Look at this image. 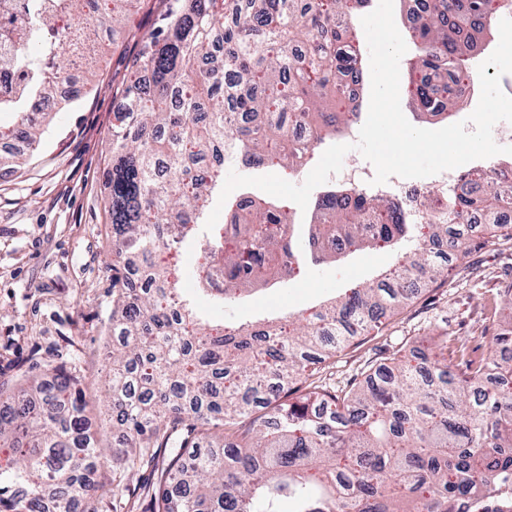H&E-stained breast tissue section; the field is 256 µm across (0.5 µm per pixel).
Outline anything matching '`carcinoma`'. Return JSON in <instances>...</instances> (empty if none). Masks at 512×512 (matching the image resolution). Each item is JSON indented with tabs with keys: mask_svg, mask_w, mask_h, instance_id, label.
I'll return each instance as SVG.
<instances>
[{
	"mask_svg": "<svg viewBox=\"0 0 512 512\" xmlns=\"http://www.w3.org/2000/svg\"><path fill=\"white\" fill-rule=\"evenodd\" d=\"M139 0H68V14L104 26ZM369 0H169L137 53L121 91L127 111L112 126L105 170L112 225V347L104 392L124 434L112 468L156 464L146 512H454L457 499L498 494L512 470V285L493 314L485 356L444 357L446 336H420L385 351L343 389L308 378L368 328L435 283L447 253L487 240L464 229L484 212L492 236L512 239V167H474L464 184L429 201L428 235L396 271L349 289L288 324L206 331L160 253L195 244L198 289L215 304L268 282L306 257L387 250L411 224L387 198L330 187L316 223L296 232L290 208L260 198L232 203L226 224L203 231L202 208L223 187L206 167L224 161V124L245 164L292 170L359 118L343 106L363 79L352 14ZM502 11L499 0H425L411 29L417 55L410 94L422 113L452 112L466 56ZM20 58L27 82L0 111L2 135L36 142L37 104L52 95L63 47L49 16ZM90 24L73 43L87 60ZM228 288H210L213 261ZM81 379L58 367L51 382L0 396V512H80L102 485L103 449L87 416Z\"/></svg>",
	"mask_w": 512,
	"mask_h": 512,
	"instance_id": "obj_1",
	"label": "carcinoma"
}]
</instances>
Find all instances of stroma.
<instances>
[{"label":"stroma","instance_id":"1","mask_svg":"<svg viewBox=\"0 0 512 512\" xmlns=\"http://www.w3.org/2000/svg\"><path fill=\"white\" fill-rule=\"evenodd\" d=\"M163 0H141L121 25L99 26L98 74L78 104L51 112L36 149L16 155L20 169L0 177V389L17 388L52 367L76 371L92 389L99 438L118 447L105 398L95 391L106 374L112 335V229L106 211L104 170L112 125L124 103L115 89L128 75L134 36L149 30ZM403 247L342 255L307 265L293 279H277L240 300L199 306L227 326L305 315L327 298L370 280L397 264ZM512 282V240H496L461 260L381 330H369L331 359L326 384L346 387L385 350L417 336H444L449 349L465 347L470 359L486 351L484 334Z\"/></svg>","mask_w":512,"mask_h":512}]
</instances>
